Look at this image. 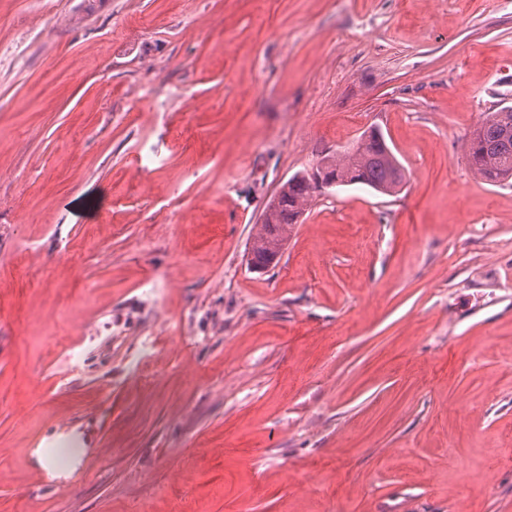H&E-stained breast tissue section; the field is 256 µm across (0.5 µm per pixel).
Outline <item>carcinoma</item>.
<instances>
[{
  "mask_svg": "<svg viewBox=\"0 0 512 512\" xmlns=\"http://www.w3.org/2000/svg\"><path fill=\"white\" fill-rule=\"evenodd\" d=\"M465 153L471 170L483 182L497 186L512 181V106L489 113L469 135ZM323 168L335 178L347 177L387 196L399 193L405 180L402 164L375 128L363 132L352 150L324 155L315 171ZM310 178L308 172L296 174L281 184L278 202L265 208L253 236L250 262L262 269L278 264L288 233L313 199Z\"/></svg>",
  "mask_w": 512,
  "mask_h": 512,
  "instance_id": "carcinoma-1",
  "label": "carcinoma"
}]
</instances>
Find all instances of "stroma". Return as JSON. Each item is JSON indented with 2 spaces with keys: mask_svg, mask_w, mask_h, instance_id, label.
<instances>
[{
  "mask_svg": "<svg viewBox=\"0 0 512 512\" xmlns=\"http://www.w3.org/2000/svg\"><path fill=\"white\" fill-rule=\"evenodd\" d=\"M510 52L512 0H0V512H512ZM372 127L400 194L250 269ZM471 170L485 183L497 186L512 180V106L491 112L465 142ZM310 178V172L296 174L281 184L278 202V196L274 194L270 205L275 206L273 209L269 204L266 206L262 224L252 238L250 264L254 263L260 269L278 264L288 233L294 224H298L313 199L308 184Z\"/></svg>",
  "mask_w": 512,
  "mask_h": 512,
  "instance_id": "obj_1",
  "label": "stroma"
}]
</instances>
